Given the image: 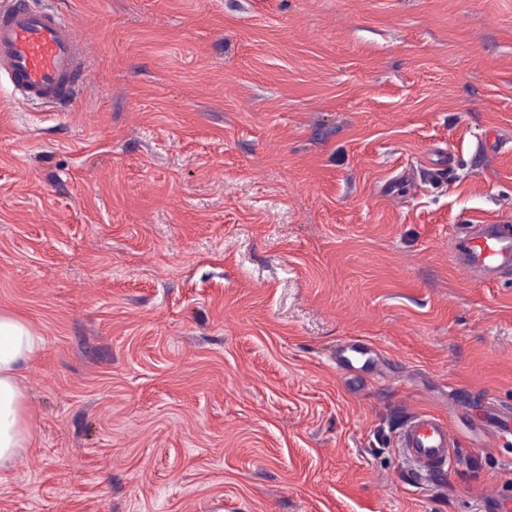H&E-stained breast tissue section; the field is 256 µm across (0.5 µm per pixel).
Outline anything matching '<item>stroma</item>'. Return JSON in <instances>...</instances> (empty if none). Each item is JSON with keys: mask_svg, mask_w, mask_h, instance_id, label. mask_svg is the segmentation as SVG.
<instances>
[{"mask_svg": "<svg viewBox=\"0 0 512 512\" xmlns=\"http://www.w3.org/2000/svg\"><path fill=\"white\" fill-rule=\"evenodd\" d=\"M69 111L0 78V310L44 345L0 512H478L512 496V0H51ZM377 346L386 381L337 372ZM444 417L452 472L396 446ZM456 263L471 279L488 283L512 274V224H469L454 243ZM374 351L373 345L365 340L344 339L336 348V369L374 380L378 377L373 359Z\"/></svg>", "mask_w": 512, "mask_h": 512, "instance_id": "35a3bbf8", "label": "stroma"}]
</instances>
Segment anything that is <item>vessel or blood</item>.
Returning <instances> with one entry per match:
<instances>
[{
	"label": "vessel or blood",
	"mask_w": 512,
	"mask_h": 512,
	"mask_svg": "<svg viewBox=\"0 0 512 512\" xmlns=\"http://www.w3.org/2000/svg\"><path fill=\"white\" fill-rule=\"evenodd\" d=\"M87 46L65 15L30 0H8L0 9V74L21 99L51 107L73 104L88 79ZM456 263L471 279L488 283L512 274V224H471L454 244ZM374 347L362 339H345L336 348L339 371L376 379ZM397 446L421 475L452 468L459 440L438 415L414 412L404 423Z\"/></svg>",
	"instance_id": "obj_1"
}]
</instances>
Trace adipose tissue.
Returning a JSON list of instances; mask_svg holds the SVG:
<instances>
[{
  "mask_svg": "<svg viewBox=\"0 0 512 512\" xmlns=\"http://www.w3.org/2000/svg\"><path fill=\"white\" fill-rule=\"evenodd\" d=\"M41 346V336L24 318L0 311V473L11 469L35 436L21 374Z\"/></svg>",
  "mask_w": 512,
  "mask_h": 512,
  "instance_id": "adipose-tissue-1",
  "label": "adipose tissue"
}]
</instances>
